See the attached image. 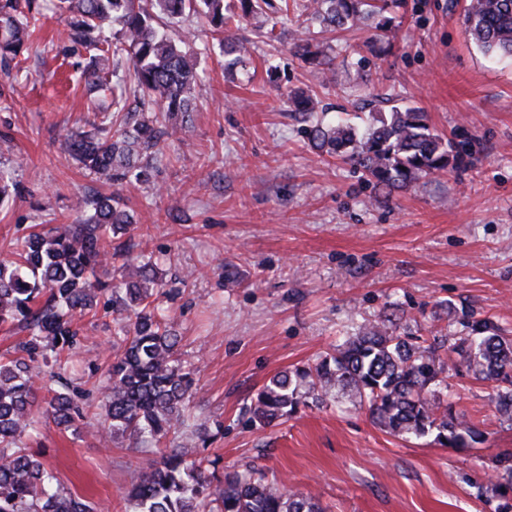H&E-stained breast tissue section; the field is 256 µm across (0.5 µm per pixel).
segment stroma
I'll return each mask as SVG.
<instances>
[{
	"label": "stroma",
	"instance_id": "1",
	"mask_svg": "<svg viewBox=\"0 0 512 512\" xmlns=\"http://www.w3.org/2000/svg\"><path fill=\"white\" fill-rule=\"evenodd\" d=\"M465 0H406L403 22L374 42V21L333 43L336 78L296 58L298 37L318 26L288 21L280 38L256 43L243 63L212 49L203 19L168 24L199 49L200 80L189 133L167 137L164 160L120 191L134 252L152 257L158 301L195 374L190 407L208 442L178 432L159 446L124 438L102 446L83 429L44 420L22 443L42 450L65 490L95 512H133L135 470L171 448L216 460L217 472L255 467L329 512H500L494 475L512 466V421L491 383L449 372L455 413L485 433L471 448L379 429L366 407L339 396L287 421L258 427L248 409L275 374L314 363L336 341L399 308L401 334H462L457 309L512 336V61L483 55L461 22ZM54 12L29 43L30 78L0 65V168L18 183L0 203V259L39 224H69L76 197L108 196L110 184L60 149L92 120L79 81L90 55L72 50ZM280 78L269 83L268 64ZM317 92L357 127L391 105L418 107L441 135L470 143L465 167L384 195L350 165L319 154L288 98ZM82 339L65 376L85 415L100 414L106 371L119 352L104 310L77 319Z\"/></svg>",
	"mask_w": 512,
	"mask_h": 512
}]
</instances>
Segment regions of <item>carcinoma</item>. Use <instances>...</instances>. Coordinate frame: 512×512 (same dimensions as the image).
I'll return each mask as SVG.
<instances>
[{
    "label": "carcinoma",
    "instance_id": "cac0c4a2",
    "mask_svg": "<svg viewBox=\"0 0 512 512\" xmlns=\"http://www.w3.org/2000/svg\"><path fill=\"white\" fill-rule=\"evenodd\" d=\"M58 0L69 42L92 54L94 66L81 73L90 92H112L100 123L66 135V150L103 181L122 185L148 176L162 160L163 131L157 113L192 111L198 83V57L186 51L158 23L161 18L202 16L221 35L235 18H256L266 34L289 15L305 17L323 31L358 27L376 17L386 32L391 10L403 0H238L239 16L224 14V0ZM38 0H0V62L12 66L15 79L28 77L23 50L42 26ZM469 39L486 55L512 59V0H469L462 15ZM120 26L108 37L105 31ZM251 43L220 40L222 52L238 63ZM298 57L331 68L332 48L323 42L295 44ZM294 110L319 111L316 99L300 92ZM304 133L309 145L337 157L361 173V179L386 189H403L421 179L456 169L465 151L437 133L416 107L393 106L378 112L364 130L338 117H321ZM72 224H59L26 236L12 259L0 260V323L17 322L28 331L21 355L0 360V512H93L83 498L66 491L53 469L19 445L40 418L69 430L84 421L103 442L127 438L138 447L159 444L172 429L201 433L189 411L195 379L176 356L178 336L153 299L162 287L150 275L153 265L137 266L138 279L112 284L99 276L114 257L128 255L121 241L108 252L101 241L123 235L131 224L120 191L93 201L77 200ZM111 310L122 352L108 368L101 418L85 420L64 376L61 353L79 344L76 316L99 303ZM465 335L442 356L421 338L402 336L391 318L364 325L313 365L274 376L251 400V422L269 426L295 414L308 402L321 404L339 392L367 407L374 423L394 435L416 439L429 434L448 448L471 447L483 432L440 399L448 372L462 362L476 380L492 381L499 411L512 420V336L485 319L462 310ZM50 368L53 389L37 382L34 363ZM216 461L191 458L173 448L141 469L131 481L135 512H325L311 498L285 493L255 469L218 476Z\"/></svg>",
    "mask_w": 512,
    "mask_h": 512
}]
</instances>
